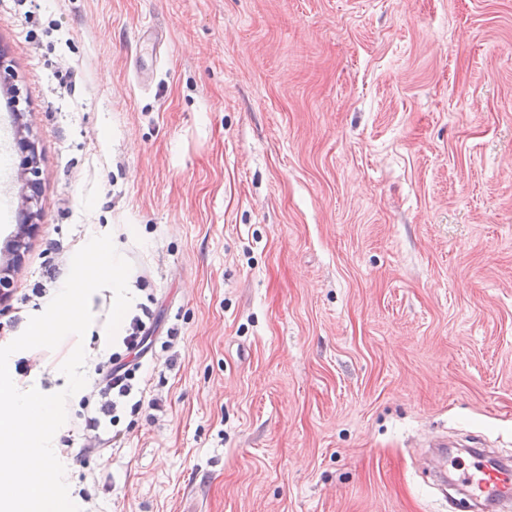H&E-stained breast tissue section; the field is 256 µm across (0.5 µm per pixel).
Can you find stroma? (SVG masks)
Instances as JSON below:
<instances>
[{"instance_id": "1", "label": "stroma", "mask_w": 512, "mask_h": 512, "mask_svg": "<svg viewBox=\"0 0 512 512\" xmlns=\"http://www.w3.org/2000/svg\"><path fill=\"white\" fill-rule=\"evenodd\" d=\"M40 230L0 346L111 234L148 307L143 406L78 428L119 343L11 355L88 387L53 448L81 512H467L438 438L512 453V0H0ZM22 204L0 171V247Z\"/></svg>"}]
</instances>
